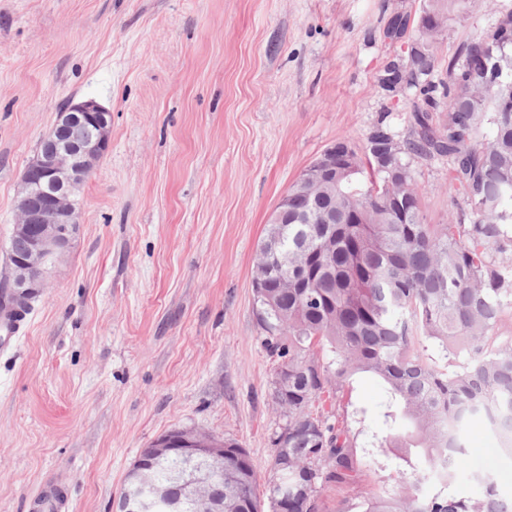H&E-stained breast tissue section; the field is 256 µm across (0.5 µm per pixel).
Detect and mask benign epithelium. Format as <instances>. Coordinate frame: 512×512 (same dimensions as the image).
Segmentation results:
<instances>
[{
  "mask_svg": "<svg viewBox=\"0 0 512 512\" xmlns=\"http://www.w3.org/2000/svg\"><path fill=\"white\" fill-rule=\"evenodd\" d=\"M111 127L112 113L93 99L71 101L57 112L20 179L12 234L24 239L25 249L20 255H11L0 301L24 310L43 292L50 264L67 251L78 231L75 194L108 151ZM346 148L345 143L331 147L313 162L306 191L319 196L321 189L336 187L341 177L336 156ZM226 448L224 441L194 430L176 429L160 436L137 459L135 480L126 487L117 507L121 512H151L163 503L170 512H178L181 501L169 497L154 481L153 460L164 456L188 462L236 458ZM185 485L199 512H219L211 504L208 476L191 471Z\"/></svg>",
  "mask_w": 512,
  "mask_h": 512,
  "instance_id": "1",
  "label": "benign epithelium"
}]
</instances>
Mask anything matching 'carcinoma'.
Here are the masks:
<instances>
[{"instance_id": "1", "label": "carcinoma", "mask_w": 512, "mask_h": 512, "mask_svg": "<svg viewBox=\"0 0 512 512\" xmlns=\"http://www.w3.org/2000/svg\"><path fill=\"white\" fill-rule=\"evenodd\" d=\"M457 0H424L414 20L415 40L425 44L411 68L392 62L380 78L433 93L429 80L439 67L433 19L445 24ZM493 52L512 64V12L501 14L478 40L461 47L448 62L447 98L437 120L414 107L408 133L397 135L379 122L355 149L351 168L336 186V210L353 213L354 223H321L327 204L294 189L310 176L306 168L288 188L287 224H268L263 241L280 240L288 269L271 266V277L288 275L256 310L266 344L277 358L274 375L288 373V386H273L285 422L273 436L271 477L259 492L258 475L245 449L234 450L250 476L233 485L216 484L214 497L247 502L253 512H321L320 492L328 483L357 475L353 438L335 416L339 389L356 373H370L387 387L383 454L400 451L428 466L440 490L429 495L403 482L393 493L367 496L358 512H512V496L494 478L477 476L481 492L459 497L448 484L465 468L466 435L484 423L500 448L512 455V339L493 333L512 311V104L486 81L469 79L467 67ZM374 141L397 144L398 154L381 167L370 154ZM448 160V195L469 207L444 224H430L414 161ZM407 196L402 216L387 206L389 190ZM464 357L449 372L416 348L418 336ZM329 346L324 362L302 352ZM178 458L154 461V470L180 494L173 476Z\"/></svg>"}]
</instances>
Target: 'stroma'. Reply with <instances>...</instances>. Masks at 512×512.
Segmentation results:
<instances>
[{
    "instance_id": "1",
    "label": "stroma",
    "mask_w": 512,
    "mask_h": 512,
    "mask_svg": "<svg viewBox=\"0 0 512 512\" xmlns=\"http://www.w3.org/2000/svg\"><path fill=\"white\" fill-rule=\"evenodd\" d=\"M423 0H0V278L21 175L69 100L112 112L109 149L81 186L80 226L33 301L0 338V512H29L64 480L68 512H113L143 448L174 429L239 443L260 480L283 422L275 359L256 313L258 245L291 183L336 141L376 123L406 134L418 89L380 78L402 53L387 37ZM512 0H457L440 37L448 62ZM432 224L447 160L418 161ZM384 384L353 375L338 395L362 483L328 484L324 512L392 493L412 468L380 456ZM512 458L485 425L449 486L477 495Z\"/></svg>"
}]
</instances>
